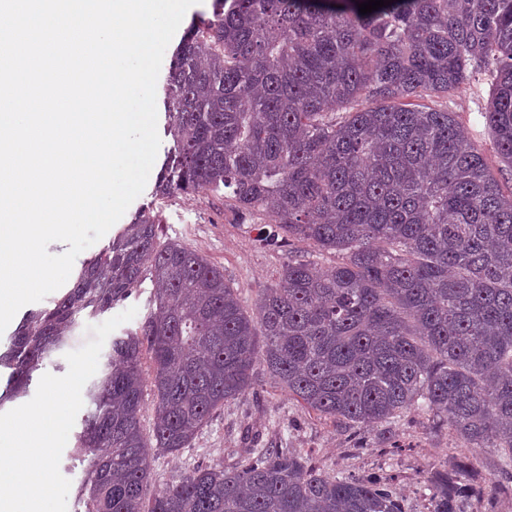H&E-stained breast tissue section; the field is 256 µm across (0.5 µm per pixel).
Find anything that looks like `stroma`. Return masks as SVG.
<instances>
[{
  "label": "stroma",
  "instance_id": "obj_1",
  "mask_svg": "<svg viewBox=\"0 0 512 512\" xmlns=\"http://www.w3.org/2000/svg\"><path fill=\"white\" fill-rule=\"evenodd\" d=\"M491 81L487 75L471 79L466 88L448 99L431 98L429 106L448 107L458 113L471 136L482 145L486 162L503 189L512 188V173L502 170L492 146V136L483 112L487 106ZM158 133L161 145L142 194L123 215L122 224L132 223L143 208H151L160 221L159 243L180 242L207 258L224 273L245 309H252L260 288L273 284L289 255L309 257L318 268L335 264L308 242L293 241L267 245L265 227L241 218L223 191H207L194 196H160L155 187L173 145L167 130L165 91L157 89ZM254 390L226 403L217 410L189 448L179 454L158 453L153 457L157 484L176 481L194 466L223 458L225 466L238 461L237 449L248 447L253 431H261L262 441L300 450L313 465L331 476L363 475L379 472L394 476V488L406 512H428L427 476L431 464L461 458L467 453L462 441L448 427L433 425L428 415L395 420L385 428L348 427L307 411L263 370H255ZM387 434L399 445L391 450L379 440ZM497 452L485 449L480 466L488 481L477 498L467 504L469 512H512V495L494 484Z\"/></svg>",
  "mask_w": 512,
  "mask_h": 512
}]
</instances>
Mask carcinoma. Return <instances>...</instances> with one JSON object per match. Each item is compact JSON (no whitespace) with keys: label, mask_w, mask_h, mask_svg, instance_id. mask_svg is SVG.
I'll use <instances>...</instances> for the list:
<instances>
[{"label":"carcinoma","mask_w":512,"mask_h":512,"mask_svg":"<svg viewBox=\"0 0 512 512\" xmlns=\"http://www.w3.org/2000/svg\"><path fill=\"white\" fill-rule=\"evenodd\" d=\"M213 0L166 76L174 146L156 193L218 190L272 225L290 256L252 311L224 272L140 211L0 351V407L28 396L81 321L149 272L154 307L112 339L83 398L71 454L87 462L85 512H405L393 478L331 477L292 448H246L159 486L151 448L190 446L255 385L260 364L307 410L375 427L419 409L470 456L431 468L429 512H465L499 453L512 486V192L446 98L479 71L486 125L512 172V0ZM151 417L150 438L142 420Z\"/></svg>","instance_id":"obj_1"}]
</instances>
